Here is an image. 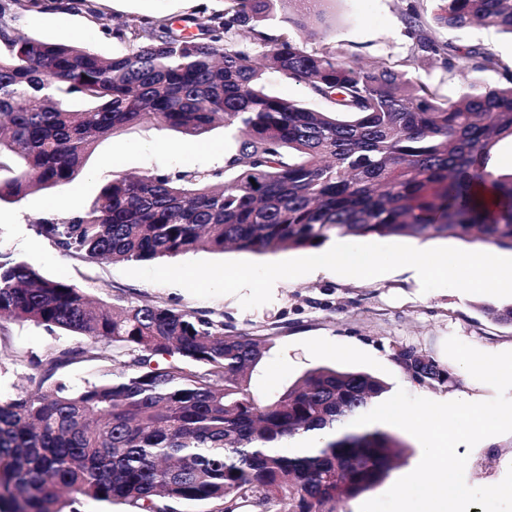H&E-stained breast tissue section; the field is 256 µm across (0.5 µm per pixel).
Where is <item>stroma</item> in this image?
<instances>
[{"instance_id": "1", "label": "stroma", "mask_w": 512, "mask_h": 512, "mask_svg": "<svg viewBox=\"0 0 512 512\" xmlns=\"http://www.w3.org/2000/svg\"><path fill=\"white\" fill-rule=\"evenodd\" d=\"M223 0H94V13L73 8L71 0H40L13 12L12 27L27 36L52 43L81 42L99 54L126 52L127 43L112 36L125 21L199 16L220 11ZM403 0H326L319 16L311 17L299 41L332 47L341 60L375 64L410 56L413 42L403 22ZM441 39L466 47L479 45L512 68V36L493 28L471 26L440 30ZM233 146L229 132L214 127L200 138H186L161 125L135 126L102 140L83 172L71 183L28 195L21 203H0V251L37 263L51 278L85 288L100 301L122 296L133 302L153 301L209 315L225 326L267 339L260 364L250 379L255 398L277 395L307 370L318 366L354 368L431 400L450 394L494 398L495 390L479 382L444 352L452 336L486 353L512 351V325L488 318L485 306L506 301L455 289L422 292L403 269L366 278L315 270L278 280L269 303L242 308L238 297L198 298L176 285L126 276L129 262H88L64 255L39 236L33 223L42 217L61 219L74 208L88 206L112 176L153 170L213 173L223 170L224 155ZM63 330L48 332L28 323L0 321V394L13 396L29 384L31 355L48 348L74 345ZM416 346L449 367L454 381L430 388L412 381L393 358L399 344ZM467 455L469 486L499 483L512 467V433L474 448L458 445Z\"/></svg>"}]
</instances>
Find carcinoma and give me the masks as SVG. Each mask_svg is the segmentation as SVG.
Listing matches in <instances>:
<instances>
[{
    "instance_id": "cac0c4a2",
    "label": "carcinoma",
    "mask_w": 512,
    "mask_h": 512,
    "mask_svg": "<svg viewBox=\"0 0 512 512\" xmlns=\"http://www.w3.org/2000/svg\"><path fill=\"white\" fill-rule=\"evenodd\" d=\"M0 0V202L72 182L98 143L160 124L197 137L217 122L234 146L212 176L118 174L92 203L34 228L90 262L151 261L198 250L276 253L333 238L465 239L476 230L512 249V172L489 169L512 142V71L479 45L438 36L474 22L512 34V0H407L415 55L375 68L308 51L296 31L319 0H224L218 14L118 25L130 43L105 57L84 44L15 33ZM295 28L271 25L284 5ZM197 32H189L190 28ZM465 90L456 99L409 76L418 56ZM270 69L329 104L314 111L265 91ZM504 72L494 88L479 75ZM84 102L74 111L66 97ZM500 196L493 218L479 189ZM83 338L32 355L30 386L0 396V512H79L84 498L130 512H345L389 475L409 445L391 427L353 420L386 401L363 371L317 367L281 395L256 400L249 378L266 340L161 303H94L31 260L0 254V318ZM112 346L124 369L71 390L60 370ZM415 382L451 383L449 368L413 346L394 355Z\"/></svg>"
}]
</instances>
